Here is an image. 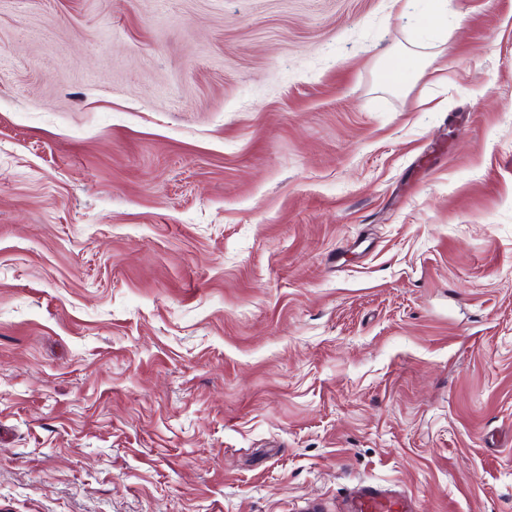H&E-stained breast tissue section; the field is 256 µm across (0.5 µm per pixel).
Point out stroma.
Instances as JSON below:
<instances>
[{"label":"stroma","instance_id":"35a3bbf8","mask_svg":"<svg viewBox=\"0 0 512 512\" xmlns=\"http://www.w3.org/2000/svg\"><path fill=\"white\" fill-rule=\"evenodd\" d=\"M439 27L0 0V512H512V0ZM354 512H411L406 496L392 493L374 483H361L353 489Z\"/></svg>","mask_w":512,"mask_h":512}]
</instances>
